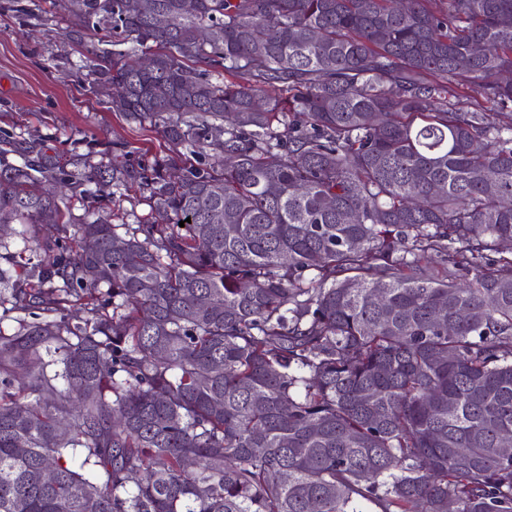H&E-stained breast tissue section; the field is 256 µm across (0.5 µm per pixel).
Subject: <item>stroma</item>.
Masks as SVG:
<instances>
[{"label": "stroma", "mask_w": 512, "mask_h": 512, "mask_svg": "<svg viewBox=\"0 0 512 512\" xmlns=\"http://www.w3.org/2000/svg\"><path fill=\"white\" fill-rule=\"evenodd\" d=\"M36 16L0 14V129L42 139L63 156L103 144L146 160L164 154L160 133L126 119L90 94L74 74L79 46L63 40L66 0H31Z\"/></svg>", "instance_id": "stroma-1"}]
</instances>
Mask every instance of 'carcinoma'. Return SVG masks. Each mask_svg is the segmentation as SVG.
Returning <instances> with one entry per match:
<instances>
[{"mask_svg": "<svg viewBox=\"0 0 512 512\" xmlns=\"http://www.w3.org/2000/svg\"><path fill=\"white\" fill-rule=\"evenodd\" d=\"M126 2L59 35L168 153L0 130V512H512V0ZM112 210L113 224H139V221L152 220L149 201L133 191L124 195L117 193L112 203Z\"/></svg>", "mask_w": 512, "mask_h": 512, "instance_id": "obj_1", "label": "carcinoma"}]
</instances>
